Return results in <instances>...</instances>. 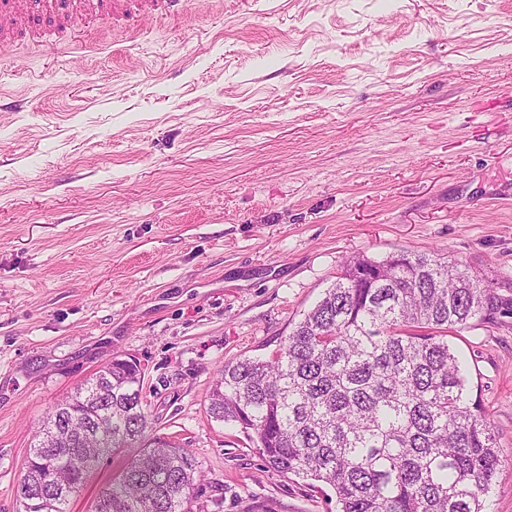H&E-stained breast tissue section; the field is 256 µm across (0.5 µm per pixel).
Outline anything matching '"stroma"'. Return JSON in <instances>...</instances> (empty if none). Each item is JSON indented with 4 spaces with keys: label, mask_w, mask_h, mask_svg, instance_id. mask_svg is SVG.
<instances>
[{
    "label": "stroma",
    "mask_w": 512,
    "mask_h": 512,
    "mask_svg": "<svg viewBox=\"0 0 512 512\" xmlns=\"http://www.w3.org/2000/svg\"><path fill=\"white\" fill-rule=\"evenodd\" d=\"M100 3L29 0L0 46V512L45 412L115 357L148 439L194 455V512H336L206 396L358 254L435 252L512 298V0ZM448 342L498 432L488 510L512 512V315Z\"/></svg>",
    "instance_id": "obj_1"
}]
</instances>
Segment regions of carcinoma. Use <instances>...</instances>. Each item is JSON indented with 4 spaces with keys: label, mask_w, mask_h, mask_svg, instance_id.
<instances>
[{
    "label": "carcinoma",
    "mask_w": 512,
    "mask_h": 512,
    "mask_svg": "<svg viewBox=\"0 0 512 512\" xmlns=\"http://www.w3.org/2000/svg\"><path fill=\"white\" fill-rule=\"evenodd\" d=\"M512 299L437 253L354 257L267 359L224 365L207 412L268 467L331 489L336 512H486L501 459L448 333L493 324ZM137 364L112 360L43 418L28 457L35 509L68 512L101 459L143 441ZM56 449L40 464L43 448ZM197 462L157 442L101 490L94 512H191Z\"/></svg>",
    "instance_id": "obj_1"
}]
</instances>
